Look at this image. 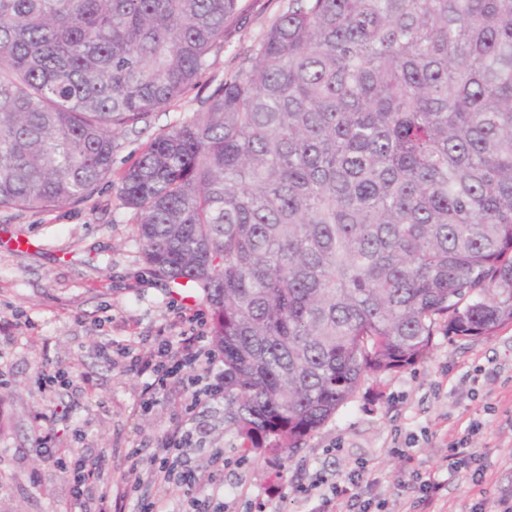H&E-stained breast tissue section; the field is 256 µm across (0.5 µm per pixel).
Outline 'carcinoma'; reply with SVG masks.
Segmentation results:
<instances>
[{
  "label": "carcinoma",
  "mask_w": 512,
  "mask_h": 512,
  "mask_svg": "<svg viewBox=\"0 0 512 512\" xmlns=\"http://www.w3.org/2000/svg\"><path fill=\"white\" fill-rule=\"evenodd\" d=\"M239 0H0V208L89 199ZM118 194L200 292L241 449L290 452L432 337L512 324V0H288Z\"/></svg>",
  "instance_id": "carcinoma-1"
}]
</instances>
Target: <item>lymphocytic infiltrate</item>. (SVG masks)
Masks as SVG:
<instances>
[{
  "label": "lymphocytic infiltrate",
  "mask_w": 512,
  "mask_h": 512,
  "mask_svg": "<svg viewBox=\"0 0 512 512\" xmlns=\"http://www.w3.org/2000/svg\"><path fill=\"white\" fill-rule=\"evenodd\" d=\"M203 324L201 310L180 313L177 335L160 337L156 353L138 354L131 361L133 371L152 379L138 404L139 410L149 409L172 379L183 380L190 393L179 414L180 424L164 437L160 453L154 454L146 463L142 461L139 449L134 448L128 459L134 469L147 465L153 482L182 491L184 498L192 504L191 512H201L203 503L198 495L203 485L195 472L179 468L171 454L193 447L195 430L190 417L194 410L224 396V360L211 348ZM40 420L36 449L52 459L68 487L69 505L65 512H85L83 499L92 489L97 492L95 512H112V488L100 482L101 462L87 461L74 449L59 447L58 432L51 426L49 416L41 415ZM378 483V468L365 464L347 479L334 482L329 493H318L316 485L311 484L298 487L297 494L308 504V512H391L386 500L373 493Z\"/></svg>",
  "instance_id": "1"
}]
</instances>
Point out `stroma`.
Masks as SVG:
<instances>
[{
	"label": "stroma",
	"mask_w": 512,
	"mask_h": 512,
	"mask_svg": "<svg viewBox=\"0 0 512 512\" xmlns=\"http://www.w3.org/2000/svg\"><path fill=\"white\" fill-rule=\"evenodd\" d=\"M239 16L228 22L224 46L212 50L194 87L166 110L154 113L152 133L162 132L201 107L225 77L235 73L288 0H239ZM112 172L85 202L44 211L0 209V320L11 321L10 341L0 344V512H60L68 488L53 463L35 452L41 412L58 411L60 445H77L86 460H103L104 481L119 487L140 484V492L161 500L166 512H185L175 488L149 482L131 470L127 454L143 459L158 453L176 425L185 397L173 381L149 413L135 406L147 380L128 369L120 346L145 354L182 304L201 297L168 287L146 264L136 240L137 217L118 196L124 169L145 137H121ZM492 371L475 380L478 368ZM60 373L62 384L43 385L44 373ZM500 407L485 414L486 404ZM512 326L494 336L432 338L420 365L366 378L355 395L296 452L243 454L235 430L224 421L223 403L199 407L193 423L202 445L188 449L189 467L200 477L211 470L216 451L247 456V468H227L207 492L223 501L224 512H241L244 500L266 502L278 489L277 512H302L297 485L323 477L342 480L368 459L381 471L380 492L410 503L418 495L409 469L388 454L394 431L427 430L429 442L414 450L424 477L445 484L436 512H471L512 496ZM485 424L472 446L488 476V496L444 465L449 435L463 433L472 420Z\"/></svg>",
	"instance_id": "35a3bbf8"
}]
</instances>
